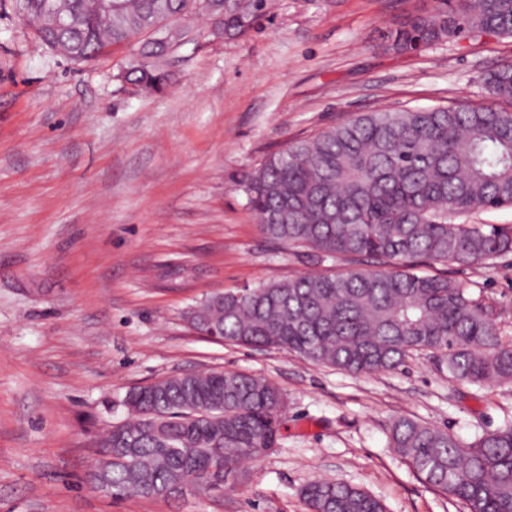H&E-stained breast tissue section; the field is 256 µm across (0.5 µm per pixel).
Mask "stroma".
I'll return each instance as SVG.
<instances>
[{"instance_id":"stroma-1","label":"stroma","mask_w":512,"mask_h":512,"mask_svg":"<svg viewBox=\"0 0 512 512\" xmlns=\"http://www.w3.org/2000/svg\"><path fill=\"white\" fill-rule=\"evenodd\" d=\"M438 0H276L247 35L201 37L143 93L117 80L129 51L77 65L0 9V512H307L297 495L336 479L387 512H463L386 446L409 417L468 441L512 422V384L449 377L421 353L390 373L348 375L285 350L201 335L211 296L356 263L316 262L259 230L243 188L292 141L378 108L490 103L485 75L512 37L479 34L398 55L383 35ZM197 268L161 288V265ZM496 310L512 343V253L459 265L417 261ZM270 380L287 411L278 444L235 488L183 499H111L86 486L104 431L135 386L198 370Z\"/></svg>"}]
</instances>
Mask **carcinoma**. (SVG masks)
<instances>
[{"label": "carcinoma", "mask_w": 512, "mask_h": 512, "mask_svg": "<svg viewBox=\"0 0 512 512\" xmlns=\"http://www.w3.org/2000/svg\"><path fill=\"white\" fill-rule=\"evenodd\" d=\"M18 16L57 55L76 64L125 46L117 80L160 93L172 79L173 48L196 41L172 18L203 13L208 35L236 39L268 12L269 0H12ZM512 36V0H441L387 34L406 53L472 34ZM489 94L512 101V64L491 71ZM260 232L320 260L346 256L378 268L309 273L226 292L193 310L204 329L237 345L287 349L349 374L395 371L412 355L440 354L449 377L512 383V346L493 309L446 277L406 271L416 260L470 264L512 252V226L456 223L475 209L512 207V110L438 107L357 116L272 154L245 182ZM129 419L97 448L87 482L112 497L206 495L212 482L247 479L245 461L275 447L285 400L271 382L232 370L170 376L128 389ZM387 447L427 486L464 512H512V423L465 442L409 418L392 422ZM309 512H386L368 492L333 480L300 490Z\"/></svg>", "instance_id": "cac0c4a2"}]
</instances>
